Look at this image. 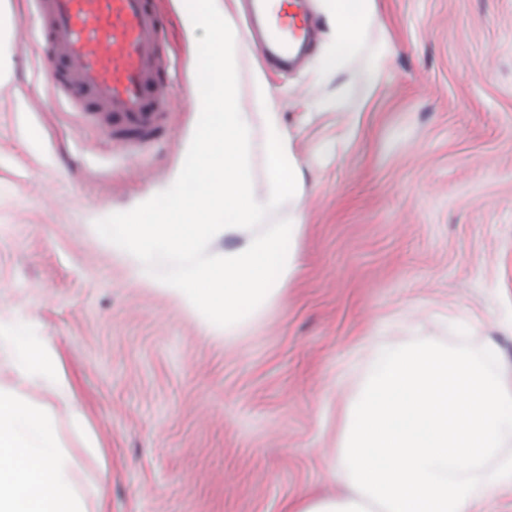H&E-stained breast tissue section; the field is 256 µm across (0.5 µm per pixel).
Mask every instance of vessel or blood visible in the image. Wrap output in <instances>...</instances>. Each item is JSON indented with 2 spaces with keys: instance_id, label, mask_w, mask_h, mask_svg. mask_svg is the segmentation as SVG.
<instances>
[{
  "instance_id": "obj_1",
  "label": "vessel or blood",
  "mask_w": 512,
  "mask_h": 512,
  "mask_svg": "<svg viewBox=\"0 0 512 512\" xmlns=\"http://www.w3.org/2000/svg\"><path fill=\"white\" fill-rule=\"evenodd\" d=\"M42 16L44 42L63 75L50 86L54 99H69L78 83L89 102L84 120L119 134L124 147L154 140L170 110L158 54L165 21L155 0H33ZM305 0H280L268 23L254 22L267 57L280 65L300 58L312 29Z\"/></svg>"
}]
</instances>
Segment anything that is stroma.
<instances>
[{
  "label": "stroma",
  "instance_id": "obj_1",
  "mask_svg": "<svg viewBox=\"0 0 512 512\" xmlns=\"http://www.w3.org/2000/svg\"><path fill=\"white\" fill-rule=\"evenodd\" d=\"M0 1V323L24 319L55 349L85 419L17 385L2 352L0 388L53 416L90 512H287L337 495L330 466L374 351L490 340L512 368V0H375L333 75L312 0L307 63L265 73L304 171L299 269L230 336L133 281L97 234L179 170L209 32L159 0L169 135L129 151L50 102L39 22Z\"/></svg>",
  "mask_w": 512,
  "mask_h": 512
}]
</instances>
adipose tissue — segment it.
<instances>
[{"instance_id":"adipose-tissue-1","label":"adipose tissue","mask_w":512,"mask_h":512,"mask_svg":"<svg viewBox=\"0 0 512 512\" xmlns=\"http://www.w3.org/2000/svg\"><path fill=\"white\" fill-rule=\"evenodd\" d=\"M336 31L318 64L338 71L362 40L374 0H322ZM207 29L204 52L216 82L192 89L197 132L172 186L136 212L104 225L101 239L130 260L135 281L157 285L225 334L260 317L298 269L303 173L262 71L252 78V109L240 105L237 69L251 46L240 42L220 0H183ZM261 154L266 174L256 187ZM288 221L273 223L279 211ZM20 378L40 373L55 395L71 396L54 350L5 329ZM498 348L480 353L434 343L380 349L349 406L335 480L337 497L303 496L290 512H486L512 492V375ZM0 512H88L53 418L0 389Z\"/></svg>"}]
</instances>
